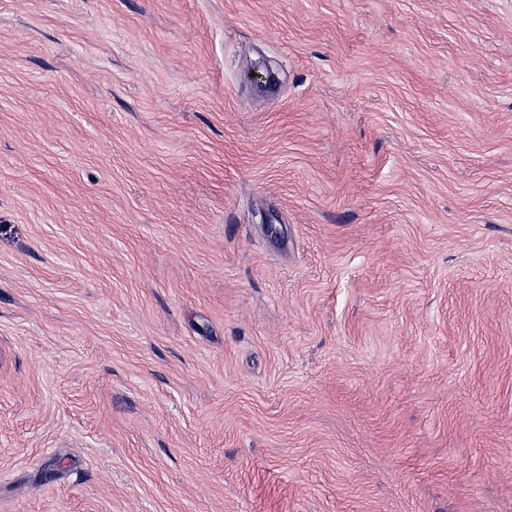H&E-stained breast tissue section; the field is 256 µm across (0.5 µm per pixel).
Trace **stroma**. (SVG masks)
Returning <instances> with one entry per match:
<instances>
[{"label": "stroma", "mask_w": 512, "mask_h": 512, "mask_svg": "<svg viewBox=\"0 0 512 512\" xmlns=\"http://www.w3.org/2000/svg\"><path fill=\"white\" fill-rule=\"evenodd\" d=\"M0 512H512V0H0Z\"/></svg>", "instance_id": "1"}]
</instances>
